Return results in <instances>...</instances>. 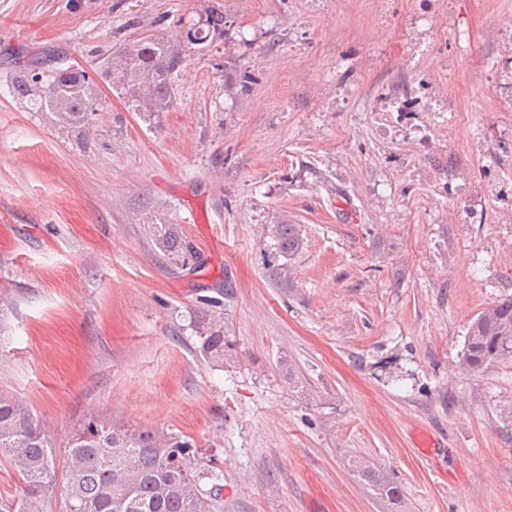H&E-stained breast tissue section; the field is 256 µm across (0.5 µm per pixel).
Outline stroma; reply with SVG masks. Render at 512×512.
Returning a JSON list of instances; mask_svg holds the SVG:
<instances>
[{
	"mask_svg": "<svg viewBox=\"0 0 512 512\" xmlns=\"http://www.w3.org/2000/svg\"><path fill=\"white\" fill-rule=\"evenodd\" d=\"M213 8L236 39L183 48L171 109L135 111L115 42ZM37 58L86 72L91 138L15 94ZM0 296V391L59 469L93 415L193 440L224 512H512V358L460 367L512 299V0H0ZM211 298L220 366L189 326ZM276 258H285L287 261L282 264H276L271 270V276L274 285L280 288L283 293H288V260L300 251L302 240L296 224H288V221L282 224H272L269 228ZM159 244L161 250L167 252L170 255L186 257L187 254L191 255V246L188 241L180 237L172 229L164 230L159 235ZM358 473L363 479L371 482L374 486L392 500L398 496V488L393 486L388 476L375 465H360Z\"/></svg>",
	"mask_w": 512,
	"mask_h": 512,
	"instance_id": "35a3bbf8",
	"label": "stroma"
}]
</instances>
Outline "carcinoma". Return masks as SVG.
I'll return each instance as SVG.
<instances>
[{"label":"carcinoma","mask_w":512,"mask_h":512,"mask_svg":"<svg viewBox=\"0 0 512 512\" xmlns=\"http://www.w3.org/2000/svg\"><path fill=\"white\" fill-rule=\"evenodd\" d=\"M232 38L224 13L210 10L182 26L176 41L146 37L121 42L106 62V74L131 106L142 112L168 111L175 95V76L182 56L178 42L206 48ZM38 64L22 74L15 92L39 94L40 107L68 129L89 134L88 116L97 110V97L84 71L68 68L47 75ZM268 234L276 257L286 262L271 270L273 283L288 292L287 261L300 251L297 225L286 221L270 226ZM161 249L183 257L191 253L188 241L172 229L159 235ZM200 339L199 353L224 363L223 313L213 309L194 317ZM512 357V299L482 311L470 324L460 367L467 372L486 369ZM194 443L182 436L151 429H130L94 417L75 430L68 443V469L57 471L50 438L33 410L22 400L0 392V458L16 468L24 482L21 498L0 512H39L38 504L58 493L64 482L62 512H222V473L200 470ZM358 473L387 497L398 496L397 487L374 465L359 466ZM211 488L204 490L201 482Z\"/></svg>","instance_id":"obj_1"}]
</instances>
